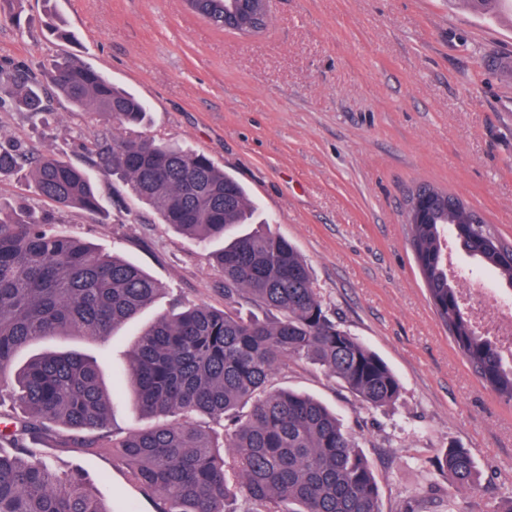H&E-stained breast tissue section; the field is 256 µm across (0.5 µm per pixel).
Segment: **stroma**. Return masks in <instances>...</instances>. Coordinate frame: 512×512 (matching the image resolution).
Masks as SVG:
<instances>
[{
	"mask_svg": "<svg viewBox=\"0 0 512 512\" xmlns=\"http://www.w3.org/2000/svg\"><path fill=\"white\" fill-rule=\"evenodd\" d=\"M0 61L56 56L99 69L145 100L133 137L209 156L248 189L271 229L306 259L342 327L392 368L394 404L376 410L325 370L291 359L274 385L334 409L372 466L381 512H495L512 498V403L457 352L427 298L406 241L407 192L429 183L481 211L512 242V13L465 0H270L256 37L214 27L181 0H6ZM69 38L60 41L53 28ZM111 119L52 100L39 117L0 107V138L85 169L102 214L55 213L56 231L135 262L165 288L99 341L54 336L21 349L97 358L116 390L111 428L148 420L127 392L140 329L173 301L224 306V278L192 238L162 224L126 182L102 174L87 146ZM468 449L477 489H456L441 450ZM113 507L154 504L109 454H62Z\"/></svg>",
	"mask_w": 512,
	"mask_h": 512,
	"instance_id": "35a3bbf8",
	"label": "stroma"
}]
</instances>
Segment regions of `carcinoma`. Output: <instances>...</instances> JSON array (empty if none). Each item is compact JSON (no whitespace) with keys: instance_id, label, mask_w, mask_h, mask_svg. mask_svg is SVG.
Returning a JSON list of instances; mask_svg holds the SVG:
<instances>
[{"instance_id":"carcinoma-1","label":"carcinoma","mask_w":512,"mask_h":512,"mask_svg":"<svg viewBox=\"0 0 512 512\" xmlns=\"http://www.w3.org/2000/svg\"><path fill=\"white\" fill-rule=\"evenodd\" d=\"M0 86L11 105L37 116L57 93L120 127L147 120L146 105L90 65L55 61L37 76L24 61L0 62ZM99 165L117 173L164 224L208 247L224 276V309L173 305L135 338L130 385L149 427L110 431L112 392L97 360L46 353L16 374L21 415L0 431V512H112L94 487L59 471L42 448L83 455L109 452L155 512H381L373 469L336 413L318 400L276 389L273 374L289 359L327 371L373 408L393 403L400 381L388 364L330 314L295 246L254 223L249 193L207 156L165 142L107 135L93 143ZM27 169L29 187L57 208L103 210L89 175L47 153L30 157L0 139V174ZM407 240L439 321L470 368L500 399L512 402V363L475 326L460 288L448 277V240L512 293V244L488 224H467L448 209L452 194ZM164 292L139 266L95 252L56 232L51 218L24 203L0 201V379L14 355L51 336L104 340ZM253 305L264 317H244ZM251 405L242 416L239 409ZM229 424L222 435L193 422ZM232 452L224 454V449ZM438 467L456 487L478 485L465 448L444 449Z\"/></svg>"}]
</instances>
